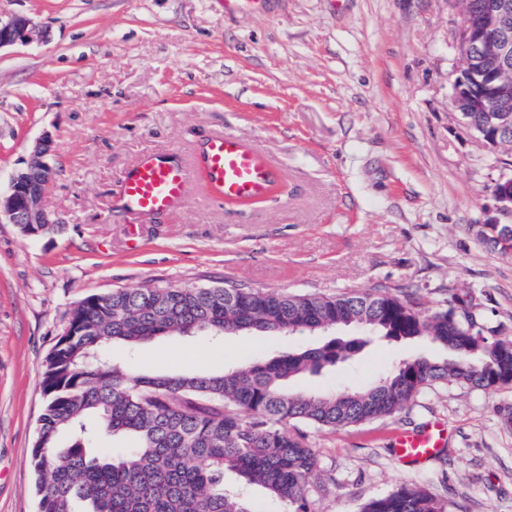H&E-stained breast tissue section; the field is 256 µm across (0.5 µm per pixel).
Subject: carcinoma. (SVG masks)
Segmentation results:
<instances>
[{"label":"carcinoma","mask_w":512,"mask_h":512,"mask_svg":"<svg viewBox=\"0 0 512 512\" xmlns=\"http://www.w3.org/2000/svg\"><path fill=\"white\" fill-rule=\"evenodd\" d=\"M482 237L512 252V226L483 225ZM341 320L366 331L348 341L250 360L223 369L132 373L106 355L167 335H317ZM45 361L46 398L33 445L37 512H254L224 490V474L259 485L285 512H310L316 457L293 422L318 430L395 416L427 387L453 380L490 388L512 381V341L491 340L474 321L426 313L417 301L373 292L332 297L243 288H124L85 298ZM429 339L451 358L415 359L372 385L314 394L289 382L355 356L375 339ZM124 436L119 454L101 437ZM361 512H445L414 483L366 503Z\"/></svg>","instance_id":"carcinoma-1"}]
</instances>
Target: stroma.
I'll list each match as a JSON object with an SVG mask.
<instances>
[{"instance_id":"1","label":"stroma","mask_w":512,"mask_h":512,"mask_svg":"<svg viewBox=\"0 0 512 512\" xmlns=\"http://www.w3.org/2000/svg\"><path fill=\"white\" fill-rule=\"evenodd\" d=\"M31 39L0 50V187L35 158L54 179L42 204L58 232L0 223V512H37L32 448L45 360L92 294L236 283L333 296L390 288L424 309L470 313L512 340V254L490 249L491 190L512 175L460 124L459 0H272L228 14L224 0H0ZM280 168L284 193L247 208L210 203L192 168L178 211L132 224L119 182L148 153L190 163L216 134ZM311 335L198 332L112 347L142 373L231 369L320 344ZM420 340L372 344L352 361L294 379L326 393L365 387L400 363L443 359ZM448 426L416 468L392 454L395 430ZM317 458L311 512H360L403 482L447 512H512V385L451 382L361 426L302 423Z\"/></svg>"}]
</instances>
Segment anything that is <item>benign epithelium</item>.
<instances>
[{"instance_id": "benign-epithelium-1", "label": "benign epithelium", "mask_w": 512, "mask_h": 512, "mask_svg": "<svg viewBox=\"0 0 512 512\" xmlns=\"http://www.w3.org/2000/svg\"><path fill=\"white\" fill-rule=\"evenodd\" d=\"M463 23L458 33L461 66L451 99L460 116L484 113L485 125L472 130L491 148L498 147L499 135L512 127V4L489 0L474 11L469 0H461ZM34 28L31 18L17 15L0 20V50L25 41ZM54 178L51 166L35 160L12 177L5 196L0 197V221L28 224L31 233L57 223L40 202ZM496 211L512 225V177L499 179L492 189Z\"/></svg>"}]
</instances>
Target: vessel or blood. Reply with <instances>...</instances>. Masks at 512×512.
Returning <instances> with one entry per match:
<instances>
[{
  "mask_svg": "<svg viewBox=\"0 0 512 512\" xmlns=\"http://www.w3.org/2000/svg\"><path fill=\"white\" fill-rule=\"evenodd\" d=\"M197 162L208 171L214 198L220 203L264 198L279 178L263 154L228 135L208 139ZM188 180L183 163L168 155H146L125 172L119 197L137 219L171 212L185 204ZM446 435L447 428L440 421L418 431L400 430L393 437L392 451L400 463H421L437 454Z\"/></svg>",
  "mask_w": 512,
  "mask_h": 512,
  "instance_id": "1",
  "label": "vessel or blood"
}]
</instances>
